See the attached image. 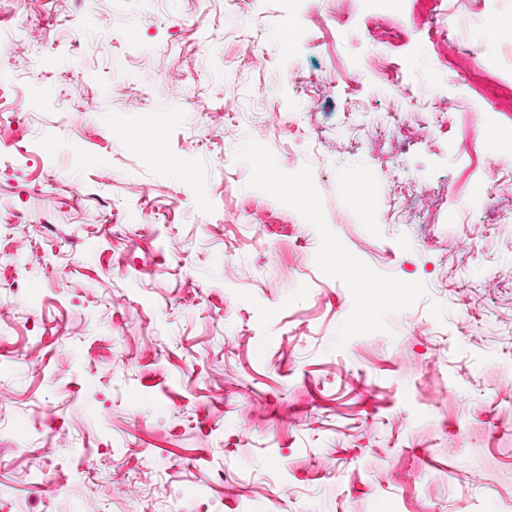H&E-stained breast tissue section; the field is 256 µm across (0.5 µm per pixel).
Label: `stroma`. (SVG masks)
I'll list each match as a JSON object with an SVG mask.
<instances>
[{
    "label": "stroma",
    "instance_id": "obj_1",
    "mask_svg": "<svg viewBox=\"0 0 512 512\" xmlns=\"http://www.w3.org/2000/svg\"><path fill=\"white\" fill-rule=\"evenodd\" d=\"M90 3L0 0V512H512V0ZM372 288H374L372 294L375 297H392L397 296L404 298L412 292L411 285L404 281L395 280H369Z\"/></svg>",
    "mask_w": 512,
    "mask_h": 512
}]
</instances>
